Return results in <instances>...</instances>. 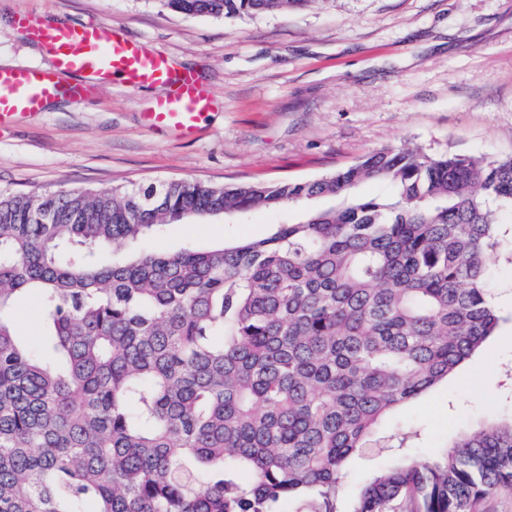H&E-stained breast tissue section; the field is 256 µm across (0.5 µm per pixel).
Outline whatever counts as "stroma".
I'll return each mask as SVG.
<instances>
[{
  "instance_id": "obj_1",
  "label": "stroma",
  "mask_w": 512,
  "mask_h": 512,
  "mask_svg": "<svg viewBox=\"0 0 512 512\" xmlns=\"http://www.w3.org/2000/svg\"><path fill=\"white\" fill-rule=\"evenodd\" d=\"M116 26L193 71L214 109L191 138L144 117L165 90L113 82L53 98L0 126V188L51 193L157 180L303 181L384 146L473 157L512 152V0H310L301 10L224 20L160 0H0V68L47 67L15 16ZM292 212L170 224L153 249L259 238ZM503 321L496 336L425 396L388 419L417 451L435 450L488 414L512 412V264L491 265Z\"/></svg>"
}]
</instances>
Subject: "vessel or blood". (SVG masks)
<instances>
[{"mask_svg": "<svg viewBox=\"0 0 512 512\" xmlns=\"http://www.w3.org/2000/svg\"><path fill=\"white\" fill-rule=\"evenodd\" d=\"M15 23L49 51L52 65L46 69H0V123L19 114L40 112L48 100L59 95L80 96L90 86L111 81L130 88L144 84L165 87V96L147 114L155 129L193 135L212 108L208 91L193 72L175 67L167 55L147 50L119 30L93 23L55 27L25 12L17 14ZM73 71L85 74L87 83L64 85L61 74Z\"/></svg>", "mask_w": 512, "mask_h": 512, "instance_id": "b4317fda", "label": "vessel or blood"}]
</instances>
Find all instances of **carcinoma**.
I'll return each mask as SVG.
<instances>
[{"instance_id": "carcinoma-1", "label": "carcinoma", "mask_w": 512, "mask_h": 512, "mask_svg": "<svg viewBox=\"0 0 512 512\" xmlns=\"http://www.w3.org/2000/svg\"><path fill=\"white\" fill-rule=\"evenodd\" d=\"M243 19L309 0H160ZM369 180L389 199L364 197ZM512 154L385 146L301 182L0 188V512H339L375 429L495 335ZM288 210L262 238L145 248L175 222ZM42 301L40 347L14 306ZM346 512H478L512 414L406 451Z\"/></svg>"}]
</instances>
